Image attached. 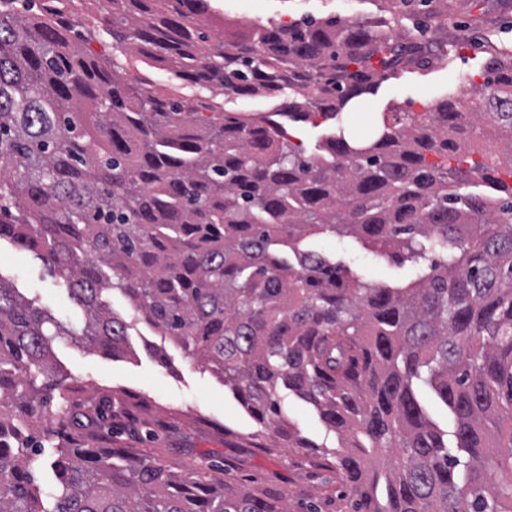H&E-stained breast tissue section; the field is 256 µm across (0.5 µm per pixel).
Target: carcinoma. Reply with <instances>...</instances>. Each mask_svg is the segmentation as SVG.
I'll return each instance as SVG.
<instances>
[{
	"label": "carcinoma",
	"mask_w": 512,
	"mask_h": 512,
	"mask_svg": "<svg viewBox=\"0 0 512 512\" xmlns=\"http://www.w3.org/2000/svg\"><path fill=\"white\" fill-rule=\"evenodd\" d=\"M69 2L0 0V239L42 255L88 315L70 332L0 279V512H290L223 469L178 475L156 451L104 452L94 428L132 420L109 394L72 401L85 422L48 462L45 507L33 431L63 383L53 342L124 351L131 323L102 301L113 289L263 432L313 447L281 393L311 404L343 447L313 462L350 489L327 497L345 501L336 512H512V58L490 61L477 127L446 97L384 113L360 147L332 135L307 156L266 114L228 113L218 96L309 89L280 110L333 121L382 78L372 59L430 62L363 21L217 33L208 0H87L92 20ZM383 2L425 17L434 0ZM103 35L112 52L97 56ZM130 55L210 95L134 81ZM326 231L400 264L447 259L404 287L367 284L299 249ZM421 383L453 431L431 420Z\"/></svg>",
	"instance_id": "obj_1"
}]
</instances>
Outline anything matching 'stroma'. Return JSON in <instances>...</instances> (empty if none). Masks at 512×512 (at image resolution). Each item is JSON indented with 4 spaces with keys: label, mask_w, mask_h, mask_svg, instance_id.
Masks as SVG:
<instances>
[{
    "label": "stroma",
    "mask_w": 512,
    "mask_h": 512,
    "mask_svg": "<svg viewBox=\"0 0 512 512\" xmlns=\"http://www.w3.org/2000/svg\"><path fill=\"white\" fill-rule=\"evenodd\" d=\"M210 4L218 16L241 29L249 28L255 18L267 25L306 17L366 19L421 42L434 56V65L427 70L407 69L366 95L369 111L379 114L425 112L447 95L459 99L468 93L474 101H482L487 63L512 54V0H448L447 15L424 27L392 15L379 0H210ZM279 105L276 99L250 101L232 94L224 98L229 112L274 113L291 141L300 143L309 155L319 154L330 135L346 131L351 123L347 117L333 124L296 123L280 113ZM303 246L344 265L366 283L400 286L418 276L415 265L395 264L356 237L325 232L308 237ZM0 279L34 306L48 308L57 322L74 330L83 327L84 310L71 298L65 280L37 253L1 240ZM104 299L115 313L136 322L125 353L105 358L66 339L56 340L53 350L60 376L77 380L83 398L112 393L135 416L150 421L153 440L125 434L113 439V450L159 452L178 473L193 464L226 465L231 482L272 488L287 499L292 512H305L307 504L339 490L335 471L312 466L309 456L259 432L223 382L172 339L139 320L120 291H107ZM282 413L315 446H337V436L327 433L312 405L287 394Z\"/></svg>",
    "instance_id": "35a3bbf8"
}]
</instances>
